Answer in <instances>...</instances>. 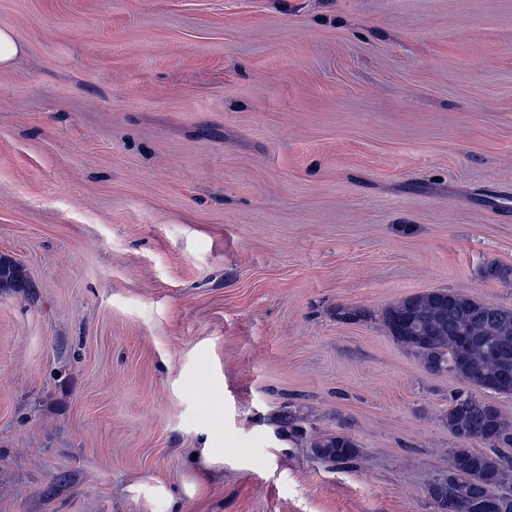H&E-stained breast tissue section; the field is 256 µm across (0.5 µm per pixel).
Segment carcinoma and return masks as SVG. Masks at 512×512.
Here are the masks:
<instances>
[{
    "instance_id": "cac0c4a2",
    "label": "carcinoma",
    "mask_w": 512,
    "mask_h": 512,
    "mask_svg": "<svg viewBox=\"0 0 512 512\" xmlns=\"http://www.w3.org/2000/svg\"><path fill=\"white\" fill-rule=\"evenodd\" d=\"M0 287L28 288L17 264L0 263ZM387 334L424 364L437 360L465 380L472 392L455 397L445 415L461 442L448 451L454 476L441 486L434 512H512V421L479 393L512 395V309L453 293L433 291L405 297L382 313ZM303 418L280 417L282 431L302 434ZM478 443L476 450L471 444ZM314 456L337 468L360 458L357 442L344 433L317 436Z\"/></svg>"
}]
</instances>
